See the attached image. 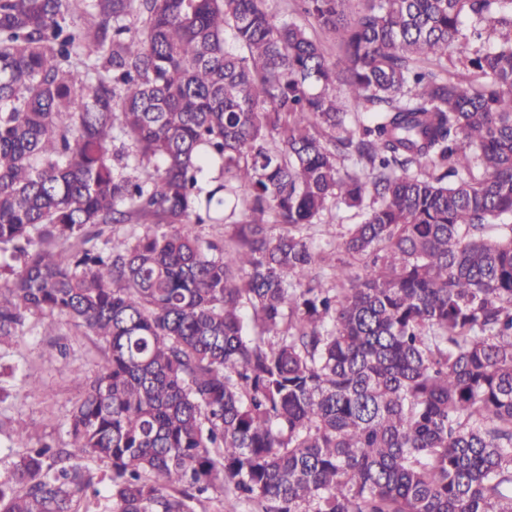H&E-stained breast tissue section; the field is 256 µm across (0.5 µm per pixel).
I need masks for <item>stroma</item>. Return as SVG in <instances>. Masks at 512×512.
Listing matches in <instances>:
<instances>
[{"mask_svg": "<svg viewBox=\"0 0 512 512\" xmlns=\"http://www.w3.org/2000/svg\"><path fill=\"white\" fill-rule=\"evenodd\" d=\"M361 220L357 210L346 207L333 209L326 223L314 224L305 229L314 252L326 250L335 242L343 225ZM59 340L67 346L65 357L54 363H44L43 349L49 342L41 327H34L26 336L7 350L0 365L15 367V374L0 375V385L10 390L7 399L0 402V472L14 458L15 449L6 447V432L17 423H26L37 436L59 444L68 443L66 421L74 403L82 398L90 381L105 359V346L91 333L75 329L66 322L58 324ZM36 380L42 389L40 396L27 395L23 378Z\"/></svg>", "mask_w": 512, "mask_h": 512, "instance_id": "obj_1", "label": "stroma"}]
</instances>
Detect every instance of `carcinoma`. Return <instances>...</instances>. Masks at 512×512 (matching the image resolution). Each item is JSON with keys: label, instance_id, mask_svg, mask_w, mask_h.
<instances>
[{"label": "carcinoma", "instance_id": "cac0c4a2", "mask_svg": "<svg viewBox=\"0 0 512 512\" xmlns=\"http://www.w3.org/2000/svg\"><path fill=\"white\" fill-rule=\"evenodd\" d=\"M349 2L0 0V348L107 351L0 512H512V0ZM361 212L348 209L344 205L334 208L332 217H327L325 224H313L303 231L313 251L321 253L328 250V243L336 242V237L343 231L341 225L358 224L361 221ZM151 228H153L151 224H112L107 227H100L101 234L96 240L99 243H103L111 239L113 233L127 236H143Z\"/></svg>", "mask_w": 512, "mask_h": 512}]
</instances>
